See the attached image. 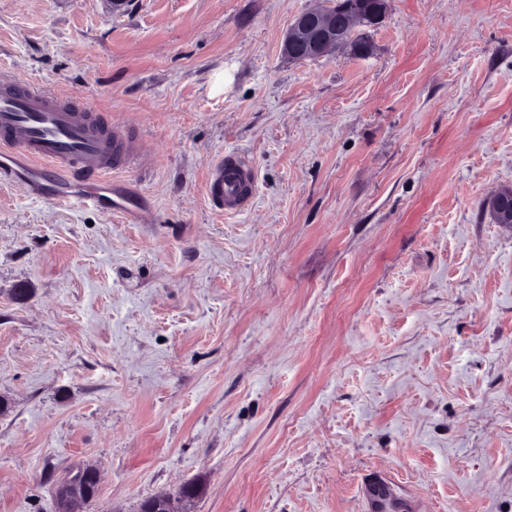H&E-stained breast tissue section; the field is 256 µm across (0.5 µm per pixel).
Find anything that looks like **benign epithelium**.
<instances>
[{"instance_id": "obj_1", "label": "benign epithelium", "mask_w": 512, "mask_h": 512, "mask_svg": "<svg viewBox=\"0 0 512 512\" xmlns=\"http://www.w3.org/2000/svg\"><path fill=\"white\" fill-rule=\"evenodd\" d=\"M390 0H338L328 6L320 4L297 15L289 24L283 41V53L290 60L309 56L323 57L344 50L352 57L365 58L372 54L373 45L357 41L363 27H374L385 17ZM487 203L505 213L512 209V189L502 188L493 193ZM85 471L101 477L99 469L90 464L80 465L56 485L55 498L60 512H83L84 498L76 488L74 477ZM197 489L183 485L174 493H159L151 497L148 512H192Z\"/></svg>"}]
</instances>
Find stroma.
<instances>
[{
	"label": "stroma",
	"mask_w": 512,
	"mask_h": 512,
	"mask_svg": "<svg viewBox=\"0 0 512 512\" xmlns=\"http://www.w3.org/2000/svg\"><path fill=\"white\" fill-rule=\"evenodd\" d=\"M318 0H0V78L119 124L127 194L0 180V512H512V0H391L366 58L288 60ZM225 73L212 93L213 72ZM256 172L235 212L211 163ZM134 208L147 223H130ZM25 287V299L11 291ZM85 471L92 472L96 475L99 483L101 482V474L99 469L90 464L77 466V469L71 471L63 480L59 479L56 485L55 498L59 511L64 512H82L84 511V498L76 488L74 477L78 473ZM197 489L190 485H183L175 493H159L151 497L146 506L147 511L191 512L192 505L197 499Z\"/></svg>",
	"instance_id": "obj_1"
}]
</instances>
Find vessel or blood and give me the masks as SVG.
Masks as SVG:
<instances>
[{"label":"vessel or blood","instance_id":"obj_1","mask_svg":"<svg viewBox=\"0 0 512 512\" xmlns=\"http://www.w3.org/2000/svg\"><path fill=\"white\" fill-rule=\"evenodd\" d=\"M133 153L117 131L70 99L20 81L0 88V177L24 180L31 191L45 179L60 185L74 182L82 190L71 194V201L96 204L98 184ZM253 182L249 164L220 162L212 168L206 195L214 206L234 211L244 186Z\"/></svg>","mask_w":512,"mask_h":512}]
</instances>
